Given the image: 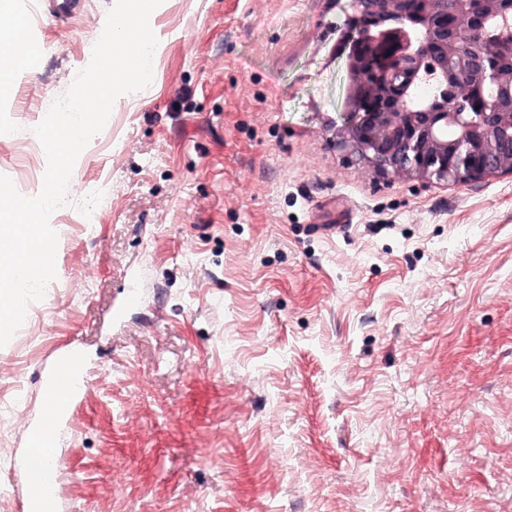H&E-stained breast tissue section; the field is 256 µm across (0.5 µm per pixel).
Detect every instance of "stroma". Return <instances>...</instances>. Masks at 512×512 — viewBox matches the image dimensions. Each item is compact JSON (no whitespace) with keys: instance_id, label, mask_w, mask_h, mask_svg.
Returning a JSON list of instances; mask_svg holds the SVG:
<instances>
[{"instance_id":"1","label":"stroma","mask_w":512,"mask_h":512,"mask_svg":"<svg viewBox=\"0 0 512 512\" xmlns=\"http://www.w3.org/2000/svg\"><path fill=\"white\" fill-rule=\"evenodd\" d=\"M114 0H11L42 57L0 95V175ZM350 0H163L151 85L78 157L57 277L0 347V492L52 426L57 512H512V174L380 176L347 133ZM137 302H128L129 292ZM62 362H67L69 364L73 378L72 385L70 386V389L67 393L65 400L64 398L68 389L67 371H59V379L57 385V379L56 376L54 375L62 367ZM44 384L46 385V387H53L56 385V388L54 390L45 391L44 415H48L50 411H52L54 408L58 406L52 415V420L57 422H69L72 418L73 407L83 397L85 391L84 386L80 380L79 374L71 366L70 360L67 358L60 360L55 370L48 373L44 377Z\"/></svg>"}]
</instances>
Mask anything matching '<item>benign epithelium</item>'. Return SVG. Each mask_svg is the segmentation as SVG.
Wrapping results in <instances>:
<instances>
[{"mask_svg":"<svg viewBox=\"0 0 512 512\" xmlns=\"http://www.w3.org/2000/svg\"><path fill=\"white\" fill-rule=\"evenodd\" d=\"M348 135L375 172L464 184L512 174V0H352ZM432 64L450 101L422 104Z\"/></svg>","mask_w":512,"mask_h":512,"instance_id":"7a95c632","label":"benign epithelium"}]
</instances>
